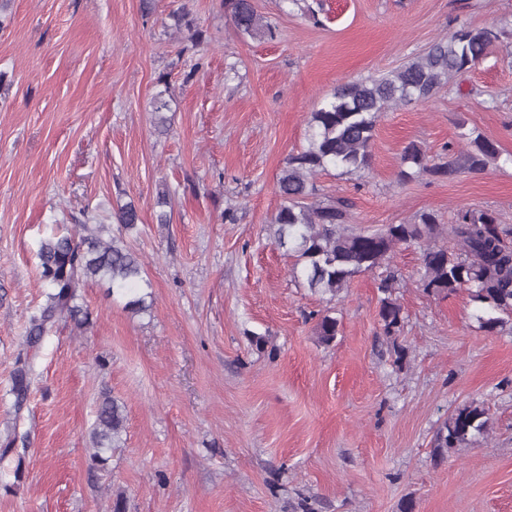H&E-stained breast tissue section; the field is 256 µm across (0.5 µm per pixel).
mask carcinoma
I'll list each match as a JSON object with an SVG mask.
<instances>
[{"label": "carcinoma", "mask_w": 512, "mask_h": 512, "mask_svg": "<svg viewBox=\"0 0 512 512\" xmlns=\"http://www.w3.org/2000/svg\"><path fill=\"white\" fill-rule=\"evenodd\" d=\"M231 21L243 36L273 39L274 25L258 14L253 0H225ZM175 29H186L194 42L203 33L195 29L186 9L171 14ZM500 41L492 26H461L434 41L428 51L404 66L365 80L346 81L334 89L331 101L311 113L308 146L291 156L280 170L277 192L280 207L272 219L276 226L275 244L295 257L292 274L313 293L337 295L351 281L372 272L390 258L400 245L414 243L421 249L420 285L424 291L450 296L465 288L479 304L475 314L480 327L488 331L503 324L498 314H512V247L505 239L512 228L497 222L488 211L466 210L455 223L441 224L432 213L420 214L409 223L389 224L373 232L349 227L353 202L345 197L318 196L315 175L329 166L347 173L369 167L371 145L379 115L390 109L421 102L448 84V81L482 60ZM155 126L168 131L166 112L171 110L165 92L152 100ZM501 153L496 144L482 135L470 139L460 158L443 163L431 162L418 145L409 144L401 154L398 177L407 180L416 173L434 177L452 176L461 167L483 171L496 164ZM156 221L171 222L169 192H157ZM113 218L122 231L131 234L141 223L139 207L132 201L120 204ZM79 232H55L40 240L35 257L40 280L47 287L46 301L29 321L26 351L35 349L58 322H72L78 328L92 324L91 312L79 303L81 290L89 283H105L112 292L127 297L124 308L133 314L148 311L152 293L143 278L139 258L123 237L111 234L106 224L78 225ZM447 236L455 241L456 253L448 252L438 240ZM395 273L378 283V311L383 333L395 336L403 322L402 308L392 298ZM338 321L323 314L316 326L318 340L329 345L336 340ZM12 375L16 408L26 399L31 371L30 357L21 355ZM489 409L473 401L456 409L437 429L434 459L442 462L448 450L460 448L488 429ZM126 428L125 406L119 399L103 396L92 428L95 452L92 461L106 468L107 452L121 441Z\"/></svg>", "instance_id": "1"}]
</instances>
